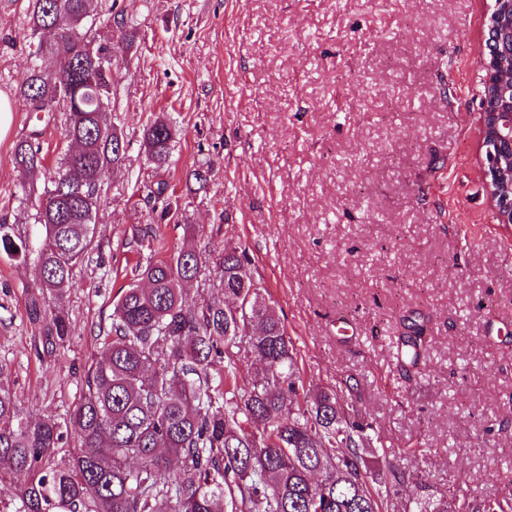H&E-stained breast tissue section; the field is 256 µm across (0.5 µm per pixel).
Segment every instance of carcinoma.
Wrapping results in <instances>:
<instances>
[{"label": "carcinoma", "instance_id": "1", "mask_svg": "<svg viewBox=\"0 0 512 512\" xmlns=\"http://www.w3.org/2000/svg\"><path fill=\"white\" fill-rule=\"evenodd\" d=\"M93 0H29L36 63L19 96L65 116L68 149L47 171L43 131L18 140L12 164L25 196L37 195L30 246L0 218V254L35 252L38 292L29 318L45 322L35 348L50 356L70 336L65 296L74 272L95 249L104 174L121 166L126 142L112 126V43L92 47V28L76 29ZM175 126L143 127L149 159L165 164ZM168 185L150 191L149 224L175 216ZM210 258L223 266V295L189 299L203 259L184 243L169 260L138 268L147 287L131 284L112 303L110 326L88 368L85 393L69 418L23 412L0 385V470L26 477L14 512H512V502L448 496L399 498L409 475L393 463L377 477L366 454L367 427L344 407L337 387L308 384L279 312L260 294L246 250L224 245ZM419 336H401L398 360H417ZM250 348L259 370L250 386L229 389L233 349ZM224 362V385L211 368Z\"/></svg>", "mask_w": 512, "mask_h": 512}]
</instances>
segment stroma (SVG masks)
<instances>
[{
	"label": "stroma",
	"instance_id": "stroma-1",
	"mask_svg": "<svg viewBox=\"0 0 512 512\" xmlns=\"http://www.w3.org/2000/svg\"><path fill=\"white\" fill-rule=\"evenodd\" d=\"M28 0H0V218L36 242L12 164L32 117ZM494 0H94L112 46V120L128 149L105 174L101 253L66 296L71 337L32 349L34 259L0 256V383L23 410L64 420L98 352V327L137 262L246 248L283 313L306 381L346 387L356 416L412 478L401 491L512 498V226L482 184L481 52ZM135 33L126 43V33ZM170 118L168 162L142 128ZM210 163L206 189L186 179ZM181 220L162 252L138 246L158 183ZM421 333L402 367L398 337Z\"/></svg>",
	"mask_w": 512,
	"mask_h": 512
}]
</instances>
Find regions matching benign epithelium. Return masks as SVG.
<instances>
[{
	"mask_svg": "<svg viewBox=\"0 0 512 512\" xmlns=\"http://www.w3.org/2000/svg\"><path fill=\"white\" fill-rule=\"evenodd\" d=\"M491 38H512V0H495L489 17ZM481 99L483 185L499 224H512V54L483 57Z\"/></svg>",
	"mask_w": 512,
	"mask_h": 512,
	"instance_id": "benign-epithelium-1",
	"label": "benign epithelium"
}]
</instances>
